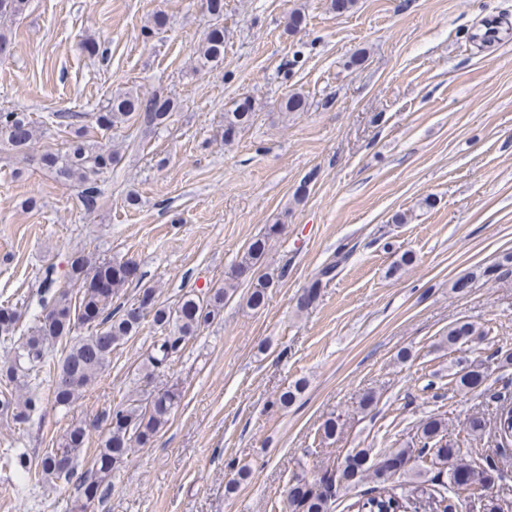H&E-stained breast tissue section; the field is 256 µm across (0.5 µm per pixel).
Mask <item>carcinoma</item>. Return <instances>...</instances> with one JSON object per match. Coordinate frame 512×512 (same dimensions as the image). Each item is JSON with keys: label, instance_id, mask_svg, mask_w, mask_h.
Listing matches in <instances>:
<instances>
[{"label": "carcinoma", "instance_id": "1", "mask_svg": "<svg viewBox=\"0 0 512 512\" xmlns=\"http://www.w3.org/2000/svg\"><path fill=\"white\" fill-rule=\"evenodd\" d=\"M194 70L203 71L224 59V29L214 28L193 51ZM175 102L156 93L145 95L134 89H118L105 106L97 122L112 128L130 119L139 122L146 132L156 130L170 119ZM254 112L245 98L230 112L224 113V140L235 139L252 125ZM36 138V129L25 112L0 110V141L13 150L26 154ZM115 155L103 144L90 143L80 132L69 142L63 153L46 152L38 163L61 182L83 184V206L92 209L100 196L98 178L109 172ZM280 233V225L270 224L244 247L231 272L229 287L211 288L199 294H189L176 307L156 303L154 290L143 291L136 307H112L119 290L134 279L136 268L129 262L97 261L76 254L70 262V278L79 284L77 296L66 289L53 294L47 316L38 319L26 336L17 335L20 315L13 306L0 308V341L11 345V356L0 364V411L11 415L21 426L41 403L37 392L41 375H50V395L54 404L67 408L96 382L112 361V351L121 341L139 332L144 309L153 311V322L162 332L154 343V353L141 368L144 379L165 366L172 353L186 337L209 325L223 308L228 288L234 282L247 280L250 287L245 304L250 309L265 305L274 277L259 273L271 240ZM336 265L321 269L305 290L299 303L304 310L316 299L323 280L335 277ZM77 324L91 327V333L62 351L56 363L47 358L50 343L70 335ZM481 332L475 324L457 321L448 326L443 342L452 347ZM458 389L472 391L482 386L488 377L487 367L460 368L452 373ZM180 401L174 388L159 390L147 396L130 398L97 416V424L105 427L107 437L94 456L93 475L78 485L80 498L88 504L98 496L101 484L128 457L132 448L149 444L168 423ZM498 447L512 445V413L500 418ZM89 444L87 429L82 423L73 424L57 443L37 462L15 448L0 452V465L14 469L31 480L70 482L74 477L80 454ZM402 465L392 469L388 455ZM369 448H359L344 456L336 469L314 484L297 480L288 495L292 512H333L337 492L356 486L364 479L376 483L368 492L348 505L349 512H457L458 483L492 489L500 478L498 454H487L473 460L448 440V423L436 417L428 418L417 430V438L405 448H390L376 460H371ZM430 460L448 472V494H442L427 484L424 472L414 463ZM478 512H503L500 492L485 497L476 495Z\"/></svg>", "mask_w": 512, "mask_h": 512}]
</instances>
